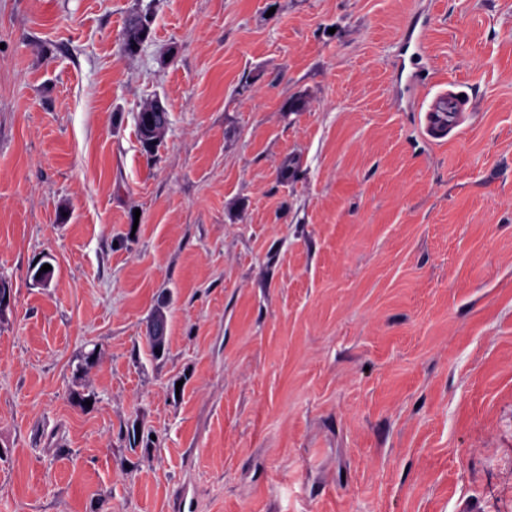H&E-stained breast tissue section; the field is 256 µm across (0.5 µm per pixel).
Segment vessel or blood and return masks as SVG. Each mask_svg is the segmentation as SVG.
Returning a JSON list of instances; mask_svg holds the SVG:
<instances>
[{
    "label": "vessel or blood",
    "mask_w": 512,
    "mask_h": 512,
    "mask_svg": "<svg viewBox=\"0 0 512 512\" xmlns=\"http://www.w3.org/2000/svg\"><path fill=\"white\" fill-rule=\"evenodd\" d=\"M419 123L424 133L433 139L447 138L451 131L464 130L476 112L468 99L446 89L424 92L417 103Z\"/></svg>",
    "instance_id": "vessel-or-blood-1"
}]
</instances>
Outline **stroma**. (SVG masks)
I'll use <instances>...</instances> for the list:
<instances>
[{
    "label": "stroma",
    "mask_w": 512,
    "mask_h": 512,
    "mask_svg": "<svg viewBox=\"0 0 512 512\" xmlns=\"http://www.w3.org/2000/svg\"><path fill=\"white\" fill-rule=\"evenodd\" d=\"M0 283V512H512V0H0ZM417 112H420L421 128L432 139L448 138L453 130H457L455 134H458L477 115L468 99L459 98L458 94L447 89L426 90L419 97ZM160 104L157 102L145 106L137 115V125L141 140L148 146L154 145L160 140L168 125V113L156 112ZM155 117L153 124L149 123L150 117Z\"/></svg>",
    "instance_id": "35a3bbf8"
}]
</instances>
